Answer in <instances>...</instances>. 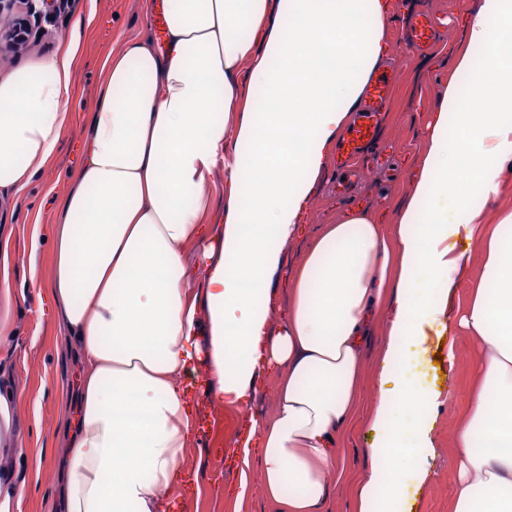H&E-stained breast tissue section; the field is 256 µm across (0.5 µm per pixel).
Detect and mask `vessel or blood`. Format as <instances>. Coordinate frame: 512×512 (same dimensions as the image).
Returning <instances> with one entry per match:
<instances>
[{
	"mask_svg": "<svg viewBox=\"0 0 512 512\" xmlns=\"http://www.w3.org/2000/svg\"><path fill=\"white\" fill-rule=\"evenodd\" d=\"M437 18L427 15L417 18L410 31L412 48L428 47L439 33ZM396 81L394 72L386 71L373 79L365 93L360 114L336 148V168L340 171H355L366 147L375 138L378 116L390 98Z\"/></svg>",
	"mask_w": 512,
	"mask_h": 512,
	"instance_id": "b4317fda",
	"label": "vessel or blood"
}]
</instances>
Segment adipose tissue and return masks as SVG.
I'll return each mask as SVG.
<instances>
[{
	"instance_id": "obj_1",
	"label": "adipose tissue",
	"mask_w": 512,
	"mask_h": 512,
	"mask_svg": "<svg viewBox=\"0 0 512 512\" xmlns=\"http://www.w3.org/2000/svg\"><path fill=\"white\" fill-rule=\"evenodd\" d=\"M164 42L124 39L102 75L83 160L56 204L46 287L83 366L55 512H168L193 433L185 376L199 355L216 403L248 412L235 498L258 474L281 512H323L342 468L334 442L363 391V339L385 313L367 420L370 471L358 512H413L431 478L440 391L407 374L408 345L462 329L482 348L455 433L453 512H512V214L485 223L512 162V0H478L468 42L392 228L367 214L327 225L273 314L280 246L381 57L385 0H163ZM262 79L255 94L243 71ZM72 44L0 78V188L23 192L51 163L67 122ZM224 167V185L211 174ZM224 225L213 231L214 199ZM219 236L218 257L187 265ZM481 240L483 272L463 313L449 300ZM203 284L193 292L189 284ZM207 319H200V309ZM206 344H199V334ZM278 369L276 408H248Z\"/></svg>"
}]
</instances>
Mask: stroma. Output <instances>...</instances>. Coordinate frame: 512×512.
Instances as JSON below:
<instances>
[{"label": "stroma", "mask_w": 512, "mask_h": 512, "mask_svg": "<svg viewBox=\"0 0 512 512\" xmlns=\"http://www.w3.org/2000/svg\"><path fill=\"white\" fill-rule=\"evenodd\" d=\"M475 2L390 0L382 29L386 51L376 69L394 70L397 79L378 139L369 147L370 158L352 182L350 195L337 191L334 160H327L319 172L298 233L282 246L279 285L272 297L274 310L286 307L290 294L286 281L325 225L361 212L389 225L408 201L414 190V160L429 145L427 124L448 85L460 89L466 85L465 75L455 71L456 57L467 50L475 62L484 58V47L468 46L466 39L468 11ZM428 13L446 16L448 26L427 49H412L406 43L408 29ZM75 29L80 38L66 106L68 119L55 160L22 193L0 190V242L9 245L13 277L12 334L0 339V391L24 396L16 417L8 423L0 420V499L26 488L28 512H54V469L63 455L61 411L76 407L80 375L79 362L54 322L49 300L40 299L39 289L30 284L29 267L34 263L42 269L47 266L54 207L80 161L84 127L96 103L106 58L123 38L156 31L153 20L143 15L141 0H68L64 8L52 11L40 35L32 37L25 48L0 54V76L34 59L53 56L61 40ZM382 340V326L373 325L364 342L361 405L336 441L343 476L331 481L325 512H355L353 490L369 470L370 440L364 420L377 392ZM480 355L479 344L460 333L451 376H441L439 366L430 358L420 366L429 382L452 391L453 397L441 401L438 408L433 475L415 494V512H451L457 483L454 434L468 410L466 393L475 379ZM198 404L206 408L210 426L207 435L195 434L188 441L181 479L171 493L178 512H278L257 483L244 499L226 495V488L238 483L239 477L226 475V464L216 451L235 447L245 431L243 414L235 406L211 404L203 395Z\"/></svg>", "instance_id": "1"}]
</instances>
